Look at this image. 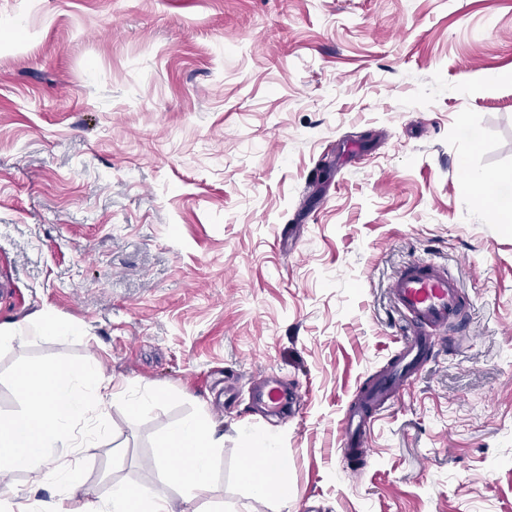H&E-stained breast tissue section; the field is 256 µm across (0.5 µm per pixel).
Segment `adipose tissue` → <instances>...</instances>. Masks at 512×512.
I'll return each mask as SVG.
<instances>
[{"label": "adipose tissue", "instance_id": "adipose-tissue-1", "mask_svg": "<svg viewBox=\"0 0 512 512\" xmlns=\"http://www.w3.org/2000/svg\"><path fill=\"white\" fill-rule=\"evenodd\" d=\"M16 382L27 396L26 406L10 416H0V474L33 473L31 495L18 501L14 492L0 494V512H71L70 502L84 486L76 469L53 465L58 449L84 448L104 430V420L85 396L93 391L98 401L111 395V381L95 363L47 362L21 370ZM242 454L251 460L260 454L259 465L245 469V480L254 498L276 494L288 504L287 462L277 440L267 433L245 432ZM224 438L203 420L188 418L170 428L158 450L162 461L171 462L163 479L180 488L179 499L148 487L131 489L112 485L109 507L87 502L84 512H200L197 502L213 478V456ZM51 486L50 499H39V489Z\"/></svg>", "mask_w": 512, "mask_h": 512}]
</instances>
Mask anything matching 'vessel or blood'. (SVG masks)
Here are the masks:
<instances>
[{
    "instance_id": "b4317fda",
    "label": "vessel or blood",
    "mask_w": 512,
    "mask_h": 512,
    "mask_svg": "<svg viewBox=\"0 0 512 512\" xmlns=\"http://www.w3.org/2000/svg\"><path fill=\"white\" fill-rule=\"evenodd\" d=\"M391 294L397 308L409 317L411 328L388 374L349 405L341 420L340 447L349 457L366 456L367 419L389 407L401 384L425 359L434 334L445 330L461 308L457 280L428 261L416 260L404 266L391 283Z\"/></svg>"
}]
</instances>
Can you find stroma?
<instances>
[{
	"mask_svg": "<svg viewBox=\"0 0 512 512\" xmlns=\"http://www.w3.org/2000/svg\"><path fill=\"white\" fill-rule=\"evenodd\" d=\"M470 172L512 185V0H0V323L82 330L0 347V414L47 360L154 396L108 402L74 512L161 487L190 417L224 433L206 512H280L241 424L277 437L291 512H512V218ZM416 259L463 320L345 459Z\"/></svg>",
	"mask_w": 512,
	"mask_h": 512,
	"instance_id": "stroma-1",
	"label": "stroma"
}]
</instances>
